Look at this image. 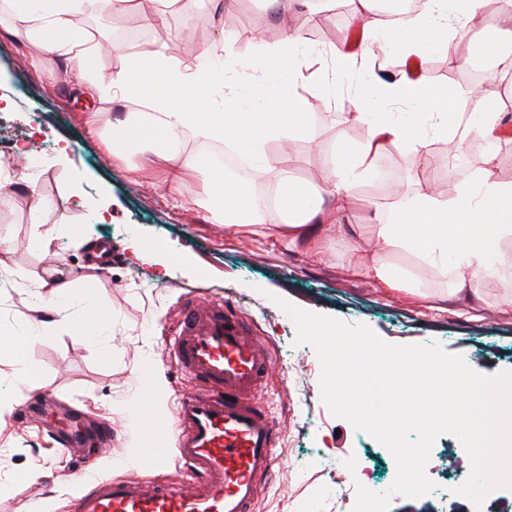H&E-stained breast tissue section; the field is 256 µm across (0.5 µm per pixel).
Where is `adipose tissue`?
<instances>
[{
	"label": "adipose tissue",
	"instance_id": "1",
	"mask_svg": "<svg viewBox=\"0 0 512 512\" xmlns=\"http://www.w3.org/2000/svg\"><path fill=\"white\" fill-rule=\"evenodd\" d=\"M131 3L7 0L6 8L0 10V30L36 48L65 55L67 67L62 78L80 80L90 95L142 104V111L127 112L108 122L103 121L101 113H94V122H106L113 151L129 146L143 149L146 156L170 163L168 177L173 181L186 173L198 176L206 183L210 197L219 200L208 209L213 223L229 227L276 225L283 242L293 246L305 241L308 254L316 260L322 259L326 251V243L317 233L319 224L327 213L340 212L347 206L355 178L373 168L386 147L423 154L430 138L443 135L454 151L462 152L473 139L492 136L512 111V104L495 97L464 121L448 107L479 98L477 86L455 87L450 99L445 100L419 79L404 75L391 83L369 79L360 88L355 116L365 129L363 143L341 149L339 175H328L324 185L318 187L304 185L290 177L289 157L266 151L265 145L273 138L302 130L310 118L308 102L298 93L295 78L273 69L267 61H241L231 45L218 46L225 58L238 60L237 84L249 83L256 72H263L269 87L267 100L273 105L268 113L241 107L237 84L225 88L224 111H213L209 94L194 82L192 64L177 61L166 44L150 53H130L125 67L117 71L99 69L96 45L88 34L75 29L73 18L81 12L119 18L130 11ZM382 14L380 0H356V19L364 27L383 29L384 36L378 44H366L356 55L341 46L331 49L332 80H341L357 58L383 65L392 49L406 59L420 56L429 45L455 53L463 33L473 27L478 28L479 42L487 53L499 54L512 43V0H500L497 18L492 22L484 19L483 0H422L418 14L399 33L386 29ZM379 101L414 106L421 117L414 123L377 119L375 104ZM210 141L232 142L257 158L259 187L220 177L204 156L182 160L186 143ZM374 219L371 256H364L353 235L344 234L343 239L353 268L387 287L415 284L391 262L394 254L404 250L417 254L424 268L452 274L458 288L473 292L485 288L502 268L512 265V259L501 250L503 239L512 237V178L492 169L478 170L450 199L425 189L412 195L392 189L387 207H376ZM16 274L39 288L36 303L52 316L48 323L29 321L26 335L15 337L11 344L16 370L34 385L38 372L26 355L28 337L49 325L76 336H96L102 334L107 323L99 317L64 314L61 304L76 282L57 277L55 269L41 275L20 268Z\"/></svg>",
	"mask_w": 512,
	"mask_h": 512
}]
</instances>
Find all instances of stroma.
I'll return each instance as SVG.
<instances>
[{"instance_id":"obj_1","label":"stroma","mask_w":512,"mask_h":512,"mask_svg":"<svg viewBox=\"0 0 512 512\" xmlns=\"http://www.w3.org/2000/svg\"><path fill=\"white\" fill-rule=\"evenodd\" d=\"M260 9V0H232L217 13L198 7L172 17L171 25L198 29L194 43L175 42V56L191 60L220 42L232 44L243 58L268 52L279 44L281 33L270 20L262 38L254 39ZM64 65L63 57L0 32V91H8L15 102L0 112V164L16 148L30 149L26 177L49 202L43 224L36 225L29 219L26 189L0 194V239L10 247L9 254L0 256V332L23 330L32 313L27 287L8 269L47 266L36 247L38 236L47 232L56 237L57 268L96 282L93 301L74 293L70 312L105 310L111 322L99 336L53 329L32 337L27 358L40 375L34 387L23 384L11 361L0 357V399L11 400L13 407L0 420V512H16L22 504L27 512H67L82 489L71 476L89 461L101 479L176 482L185 477L175 455L152 464L150 446L130 408L149 400L163 409L194 390L172 362L165 339L185 293L197 289L246 312L276 363L261 399L278 432L275 462L253 512H352L358 486L388 483L396 474L385 447L325 405L316 352L296 343L295 325L272 295L348 325H367L394 344L440 345L485 375L512 372L511 273L474 295L455 290L451 278L423 270L416 254L401 251L392 262L417 284L388 288L349 268L335 229L325 231V259L314 262L304 246H279L274 225L250 224L234 231L211 223L209 198L196 178L171 182L164 164L145 162L133 151L113 156L108 128L88 125V116L104 110L117 117L131 111V104L88 98L77 80L50 78V71ZM461 68V56L433 47L423 52L421 77L438 94L457 86L450 73ZM365 78L355 68L342 84L305 88L312 118L293 138L290 165L299 183L322 184L337 147L362 143L363 126L345 117L356 111ZM486 165L512 176V137L472 141L467 153L451 158L434 175L431 187L453 197ZM377 167L398 177L404 192L419 190L422 162L414 152L397 157L384 151ZM371 182L368 175L356 180L353 204L341 219L356 228L365 250L372 234L371 208L386 198L370 191ZM93 202L108 205L106 223L91 221L88 206ZM132 238L141 242L143 259L131 258L126 245ZM45 389L75 407L85 421L109 431L110 451L99 452L94 444L62 447L59 434L73 426L63 412L49 409L22 417L23 404ZM468 460L461 443L443 435L432 447L427 473L441 488L450 475L468 476ZM507 502L512 503L508 489L492 491L478 509L460 496L396 495L389 512H499Z\"/></svg>"}]
</instances>
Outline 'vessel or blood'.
Instances as JSON below:
<instances>
[{"label": "vessel or blood", "mask_w": 512, "mask_h": 512, "mask_svg": "<svg viewBox=\"0 0 512 512\" xmlns=\"http://www.w3.org/2000/svg\"><path fill=\"white\" fill-rule=\"evenodd\" d=\"M171 351L199 389L184 396L171 416L140 410V422L160 460L170 451L165 432H176L172 451L191 468V480L95 479L73 498L71 512H249L274 462V425L260 400L275 363L241 311L205 297L190 299L179 311Z\"/></svg>", "instance_id": "vessel-or-blood-1"}]
</instances>
